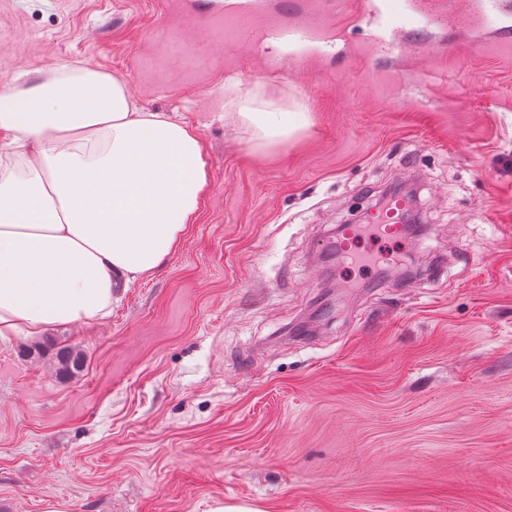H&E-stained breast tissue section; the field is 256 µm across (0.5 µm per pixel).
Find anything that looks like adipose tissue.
Masks as SVG:
<instances>
[{
    "instance_id": "obj_1",
    "label": "adipose tissue",
    "mask_w": 512,
    "mask_h": 512,
    "mask_svg": "<svg viewBox=\"0 0 512 512\" xmlns=\"http://www.w3.org/2000/svg\"><path fill=\"white\" fill-rule=\"evenodd\" d=\"M227 110L256 146L306 124L256 93ZM0 337L106 316L179 247L210 186L199 131L78 62L0 88Z\"/></svg>"
}]
</instances>
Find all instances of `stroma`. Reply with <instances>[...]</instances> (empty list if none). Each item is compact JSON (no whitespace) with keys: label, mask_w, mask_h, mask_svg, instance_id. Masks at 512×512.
I'll return each mask as SVG.
<instances>
[{"label":"stroma","mask_w":512,"mask_h":512,"mask_svg":"<svg viewBox=\"0 0 512 512\" xmlns=\"http://www.w3.org/2000/svg\"><path fill=\"white\" fill-rule=\"evenodd\" d=\"M397 4L0 0V83L92 63L210 160L166 262L47 330L79 376L0 339V512H512V0ZM224 84L307 127L254 147ZM397 180L425 235L324 261ZM44 356L47 351H55L49 357L56 373L67 377H75L81 374L85 368V356L81 349L72 344H61L49 340L44 345H35L26 348L24 352L27 356L32 354Z\"/></svg>","instance_id":"stroma-1"}]
</instances>
